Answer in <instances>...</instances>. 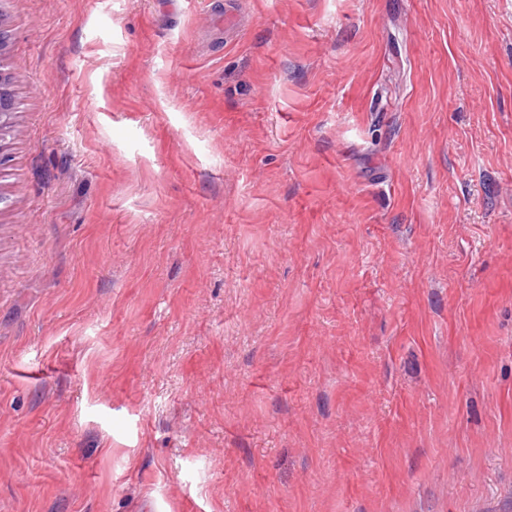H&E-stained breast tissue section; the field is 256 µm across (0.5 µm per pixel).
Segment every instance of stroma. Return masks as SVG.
Wrapping results in <instances>:
<instances>
[{"label":"stroma","mask_w":512,"mask_h":512,"mask_svg":"<svg viewBox=\"0 0 512 512\" xmlns=\"http://www.w3.org/2000/svg\"><path fill=\"white\" fill-rule=\"evenodd\" d=\"M0 0V512H512V0Z\"/></svg>","instance_id":"obj_1"}]
</instances>
